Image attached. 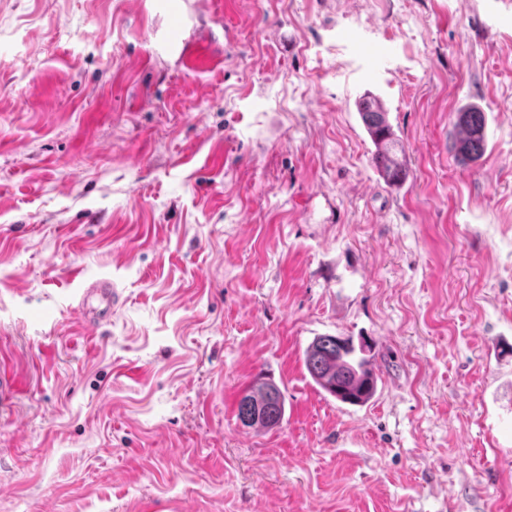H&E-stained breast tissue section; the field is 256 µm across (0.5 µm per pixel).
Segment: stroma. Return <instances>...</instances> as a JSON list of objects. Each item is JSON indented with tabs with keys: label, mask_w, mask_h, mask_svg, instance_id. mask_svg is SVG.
<instances>
[{
	"label": "stroma",
	"mask_w": 512,
	"mask_h": 512,
	"mask_svg": "<svg viewBox=\"0 0 512 512\" xmlns=\"http://www.w3.org/2000/svg\"><path fill=\"white\" fill-rule=\"evenodd\" d=\"M77 267L121 293L95 331ZM322 335L370 343L365 405L311 379ZM0 374V512H512V11L0 0ZM260 375L273 429L237 418ZM357 110L375 147L373 159L388 183H398L406 175L404 161L398 155V141L379 100L367 93L357 101ZM457 139L454 150L464 160L476 161L485 151V115L480 108L469 105L458 112L455 123ZM252 410H261L262 415L258 418L252 416L246 422ZM284 416L285 399L280 388L264 377H259L238 403L237 418L243 426L272 429L281 424Z\"/></svg>",
	"instance_id": "obj_1"
}]
</instances>
